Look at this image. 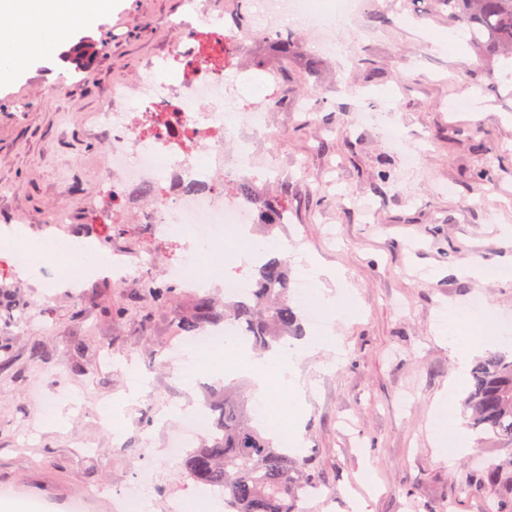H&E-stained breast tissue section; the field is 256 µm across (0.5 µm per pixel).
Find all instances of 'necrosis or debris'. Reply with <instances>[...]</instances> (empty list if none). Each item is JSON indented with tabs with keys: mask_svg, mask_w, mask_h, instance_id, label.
Listing matches in <instances>:
<instances>
[{
	"mask_svg": "<svg viewBox=\"0 0 512 512\" xmlns=\"http://www.w3.org/2000/svg\"><path fill=\"white\" fill-rule=\"evenodd\" d=\"M176 25L193 33L189 45H176L156 58L130 86L112 88L105 104L88 115L90 134L106 137L108 158L101 188L82 194L83 211L105 223H123L130 207L152 235L178 242L181 254L171 276L206 288L200 254L225 226L247 231L255 209L224 183L246 176L241 153L225 151L235 127L224 112L238 99L237 73L224 63V38L232 29L222 16L205 13L197 0ZM182 71L176 84L162 80L169 67Z\"/></svg>",
	"mask_w": 512,
	"mask_h": 512,
	"instance_id": "necrosis-or-debris-1",
	"label": "necrosis or debris"
}]
</instances>
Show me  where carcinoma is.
Returning a JSON list of instances; mask_svg holds the SVG:
<instances>
[{"label":"carcinoma","mask_w":512,"mask_h":512,"mask_svg":"<svg viewBox=\"0 0 512 512\" xmlns=\"http://www.w3.org/2000/svg\"><path fill=\"white\" fill-rule=\"evenodd\" d=\"M448 23L470 36L479 58L491 63L512 57V0H438ZM238 192L258 212L260 224L272 233L288 212V203L263 195L248 182ZM257 288L248 297L232 298L224 308L208 294L196 296L189 314L175 318L176 329L190 334L206 325L233 326L251 338L253 349L267 352L298 335L300 317L289 297L288 266L268 256L251 274ZM141 291L162 304L177 293L175 284L142 281ZM218 416L200 445L186 453L182 475L202 489L224 493V512H304L298 490L321 487L311 460L289 458L251 416L247 402L230 392L214 395ZM462 411L471 429L495 448L512 451V353L488 350L471 370ZM476 489H499L492 512H512V458L491 461L469 476Z\"/></svg>","instance_id":"cac0c4a2"}]
</instances>
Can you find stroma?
<instances>
[{
    "label": "stroma",
    "mask_w": 512,
    "mask_h": 512,
    "mask_svg": "<svg viewBox=\"0 0 512 512\" xmlns=\"http://www.w3.org/2000/svg\"><path fill=\"white\" fill-rule=\"evenodd\" d=\"M235 20L248 39L233 64L246 103L265 101L271 136L253 160L274 166L268 194L288 199V222L273 240L291 276L301 257L337 272L308 297L336 300L324 313L340 352L314 349L299 362L305 406L296 459L315 461L326 497L307 512H489L491 490L467 487L470 471L505 458L481 444L447 455L439 421L460 411L470 386L452 338L512 336V59L482 66L463 32L449 28L436 0H363L339 34L336 53L315 73L311 31L294 27L296 53L249 37L253 0H201ZM182 0H117L111 15L74 32L57 54L0 82V228L24 225L37 240L62 204L79 208L67 185L91 188L105 139L89 135L87 113L109 85L135 80L151 59L184 40L168 20ZM465 101L462 110L451 102ZM388 114L405 133L389 142L359 109ZM482 135H472L473 127ZM80 165H67L70 157ZM490 182L478 187L479 172ZM112 249L146 250L147 278L170 282L174 247L147 230L121 226ZM0 248V306L14 311L10 354L0 358V505L25 512H120L137 475L153 472L148 512H195L200 498L181 478L168 446L180 409L204 402L224 354L202 359L192 388L175 376L173 321L190 312L179 293L157 304L137 285L88 284L84 294L57 287L49 263L21 274ZM479 278L460 276L464 266ZM500 269L489 277V268ZM480 312L450 320L449 307ZM144 388L128 393L134 377ZM123 400L122 428L102 411ZM56 407L41 416L42 403Z\"/></svg>",
    "instance_id": "obj_1"
}]
</instances>
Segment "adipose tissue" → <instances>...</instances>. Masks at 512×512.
<instances>
[{
    "label": "adipose tissue",
    "instance_id": "adipose-tissue-1",
    "mask_svg": "<svg viewBox=\"0 0 512 512\" xmlns=\"http://www.w3.org/2000/svg\"><path fill=\"white\" fill-rule=\"evenodd\" d=\"M113 6L114 0H0V77L51 55L66 35L95 24ZM315 345V339L308 338L260 358L234 343L225 344L224 351L234 375L251 378L270 399L286 396L299 407L300 391L289 376L300 354Z\"/></svg>",
    "mask_w": 512,
    "mask_h": 512
}]
</instances>
